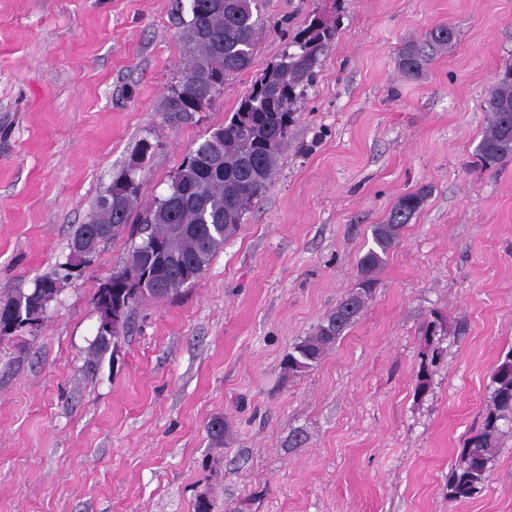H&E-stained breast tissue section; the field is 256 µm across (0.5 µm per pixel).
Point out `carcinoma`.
<instances>
[{"instance_id": "carcinoma-1", "label": "carcinoma", "mask_w": 512, "mask_h": 512, "mask_svg": "<svg viewBox=\"0 0 512 512\" xmlns=\"http://www.w3.org/2000/svg\"><path fill=\"white\" fill-rule=\"evenodd\" d=\"M191 0V20L181 38L187 56L168 90L163 112L166 118L187 122L196 112L212 108L221 91L218 80L229 81L249 68L259 35L265 27L262 0ZM337 25L314 13L285 43L280 59L241 97L229 122L203 138L185 157L171 179L168 194L150 204L132 230L141 241L132 246L124 263L147 274L145 288L128 297L122 313L127 325L141 303L177 293L183 287L182 268L204 273L242 224L246 209L273 178L286 146L288 128L298 104L306 98L317 75L316 67L336 36ZM431 60L414 43L399 51L398 68L417 78ZM488 121L476 155L495 167L512 159V66L494 81L485 100ZM140 182H130L122 172L105 194L99 196L93 215L100 227L120 229L132 222ZM428 190L421 187L400 196L384 221L371 226L372 246L359 258L358 287L342 298L316 325L312 334L296 342L282 360L286 377H298L314 369L328 349L335 346L358 320L368 296L373 274L396 248L402 230L423 207ZM182 224L185 233L170 234L168 225ZM64 262L34 281L27 291L18 288L6 300L25 315L52 300L70 274ZM493 396L486 406L479 430L468 438L465 450L448 479V498L467 499L478 492L487 465L501 446L500 421L512 418V350L492 375Z\"/></svg>"}]
</instances>
